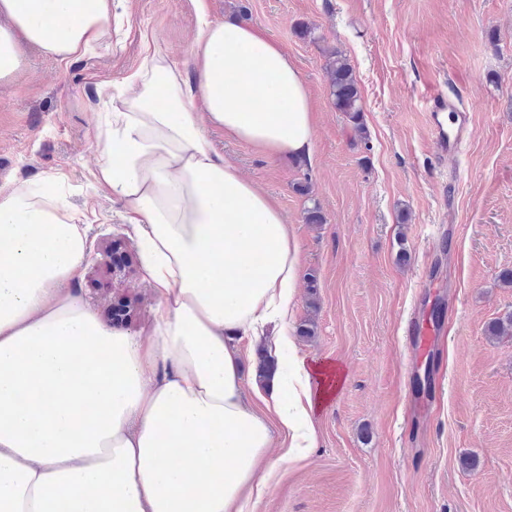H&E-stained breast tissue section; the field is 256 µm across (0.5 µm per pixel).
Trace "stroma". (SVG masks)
<instances>
[{"label":"stroma","instance_id":"1","mask_svg":"<svg viewBox=\"0 0 512 512\" xmlns=\"http://www.w3.org/2000/svg\"><path fill=\"white\" fill-rule=\"evenodd\" d=\"M273 40L300 71L315 132L309 156L268 157L212 126L216 150L271 197L300 246L288 333L307 363L343 382L312 413L318 446L267 477L246 512H512V337L490 324L512 313V0H207ZM121 30L65 61L22 44L0 82V183L64 179L88 227L79 295L101 319L134 303L124 326L149 332L156 300L137 237L96 185L101 86L147 50L189 65L195 0H113ZM310 26L311 36L300 33ZM339 51L362 88L365 136L337 112L325 72ZM468 113L473 132L439 159L426 112L433 94ZM319 207L324 221L306 211ZM447 243L442 266L434 259ZM127 256L108 263L107 250ZM443 296L447 349L422 395L407 337L420 295ZM309 322L315 333L300 336ZM275 331L239 342L245 393L269 392L262 358Z\"/></svg>","mask_w":512,"mask_h":512}]
</instances>
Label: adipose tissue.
<instances>
[{
    "label": "adipose tissue",
    "instance_id": "adipose-tissue-1",
    "mask_svg": "<svg viewBox=\"0 0 512 512\" xmlns=\"http://www.w3.org/2000/svg\"><path fill=\"white\" fill-rule=\"evenodd\" d=\"M0 82L19 41L60 60L109 33L112 0H0ZM193 76L160 50L101 87L94 176L121 203L157 303L147 335L79 298L87 234L57 183L0 184V512H244L276 463L316 445L310 412L340 386L303 371L304 400L247 402L237 336L286 322L300 248L277 203L213 148L207 125L274 156L310 155L304 81L244 20L199 16ZM202 102L203 113L193 110Z\"/></svg>",
    "mask_w": 512,
    "mask_h": 512
}]
</instances>
